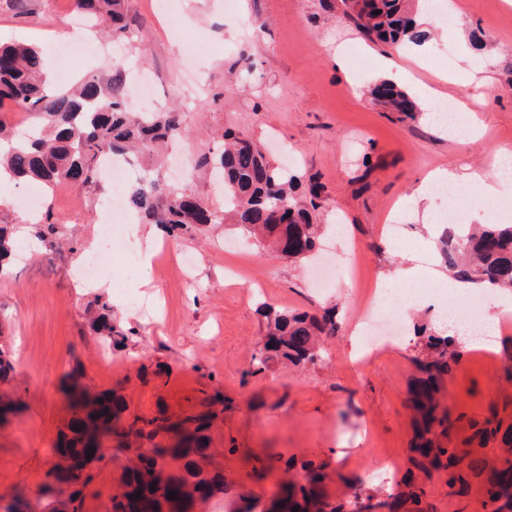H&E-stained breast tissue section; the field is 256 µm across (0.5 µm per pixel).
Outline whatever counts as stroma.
<instances>
[{"mask_svg": "<svg viewBox=\"0 0 512 512\" xmlns=\"http://www.w3.org/2000/svg\"><path fill=\"white\" fill-rule=\"evenodd\" d=\"M158 0H126L128 15L142 34L125 58L106 54L67 64L47 47L72 31L73 0H0V40L45 49L54 70L70 68L72 79L115 70L144 74L154 84L158 109L183 115L181 145L190 157L215 155L231 128L267 146L279 138L297 155V170L324 187L319 221L345 224L360 245L358 258L327 288L316 290L305 267L278 258L269 245L244 239L231 224L199 227L174 237L145 224L110 235L99 221L106 182L92 188H63L43 202L58 247L30 244L31 225L18 205L0 210L25 259L0 274V344L12 349L16 376L0 394L19 398L20 418L0 424V495L16 492L36 499L50 466L62 423L70 415L64 389L72 375L91 392L112 390L131 409L151 413L164 404L174 413L199 410L214 392L224 396V414L210 437L223 450L224 488L250 489L254 512H266L286 459L323 465L326 493L349 501L354 487L398 492L410 468L416 418L411 386L415 335L359 353L355 327L363 316L373 278L405 287L432 280L439 211H403L399 202L438 169L491 170L494 152L512 151V13L503 0H455L452 26L430 17L424 46L410 48L405 65L417 84L461 103L479 128L471 141H454L432 127L424 112L399 119L364 96L383 69L391 47L344 29L325 0H169L170 20L158 17ZM267 19L259 29L255 18ZM212 50L197 61L200 96L181 93L185 45ZM250 55L253 67L240 76L237 62ZM163 178L186 186L211 211L224 208V188L208 171L192 176L164 167ZM401 222L408 248H389L386 224ZM112 242V264L94 284L77 275L92 243ZM245 242L231 250L227 241ZM152 255L133 274L120 272L127 247ZM103 293L114 324L133 329L112 361H98L102 345L85 314L86 303ZM138 293L158 312L132 311ZM288 310L336 311L337 330L316 363L279 362L256 368L259 302ZM512 354L490 345L462 353L443 381L447 404L457 413L483 419L496 408L512 418V381L502 369ZM432 512H480L479 492L448 493L445 477L427 481Z\"/></svg>", "mask_w": 512, "mask_h": 512, "instance_id": "obj_1", "label": "stroma"}]
</instances>
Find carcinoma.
<instances>
[{
	"instance_id": "cac0c4a2",
	"label": "carcinoma",
	"mask_w": 512,
	"mask_h": 512,
	"mask_svg": "<svg viewBox=\"0 0 512 512\" xmlns=\"http://www.w3.org/2000/svg\"><path fill=\"white\" fill-rule=\"evenodd\" d=\"M380 14L355 11L353 0H338L340 20L370 41L397 45L418 44L424 33L404 9V0H378ZM75 5L114 42L135 34L130 27L125 0H75ZM44 58L32 46L14 43L0 46V105L8 101L34 118V129L19 141L9 123L0 120V169L18 183L33 182L50 194L60 184L92 187L99 177L105 155L131 152L152 155L176 142L183 128L182 113L175 109L154 112L144 119L127 108L126 76L120 69L105 79L87 74L72 90L49 87L43 77ZM387 112L407 118L419 112L416 101L405 91L388 84L387 96L379 100ZM224 181V215L200 206L185 190L162 182L153 170L126 189L127 206L141 224H155L164 231L188 230L196 225L226 222L255 237H271L280 254L301 262L316 248L321 225L312 213L321 208V185L272 164L252 139L224 131V148L218 162ZM14 249L8 227H0V264L6 265ZM438 260L448 275L482 284L495 292L512 293V224H469L462 231L449 230L438 238ZM88 311L92 324L104 332L106 346L121 345L126 330L112 325V307L97 299ZM268 346L260 349L258 364L268 368L287 360L310 364L320 357L318 338L333 336L336 324L326 312L318 317L307 312L266 306L261 311ZM417 355L413 357L420 376L413 386V404L420 424L410 451V461L425 476L442 472L448 494L467 492L480 484L482 512H512V484L504 481L512 470V424L503 425L491 410L482 421H468L470 434L457 444L452 433L463 416L443 408L436 395L443 378L457 364L460 352L452 337L436 336L428 326L417 327ZM11 351L0 346V383L14 377ZM71 415L60 432L53 453L74 461L68 473L57 478L47 469L41 490L50 493L46 512H84L83 491L96 483L98 473L84 467L90 448L110 456L121 469L113 487L112 512H191L192 491L202 490L211 500L224 493V470L214 464L208 432L224 414L219 396L205 399L203 410L172 416L160 409L153 415L129 409L110 393L90 398L71 387ZM22 405L10 396H0V422L21 413ZM303 475L288 478L285 495L274 505L277 512H345V504L326 498L320 489L322 466L301 464ZM176 496H170L171 492ZM375 495L357 488L358 512L372 508L406 506L405 512H431L424 485L412 483L394 503L373 502Z\"/></svg>"
}]
</instances>
